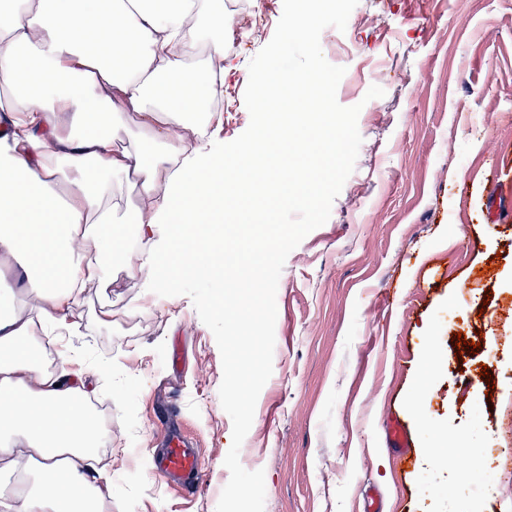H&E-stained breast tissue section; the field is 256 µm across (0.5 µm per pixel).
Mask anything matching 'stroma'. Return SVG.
Instances as JSON below:
<instances>
[{
    "mask_svg": "<svg viewBox=\"0 0 512 512\" xmlns=\"http://www.w3.org/2000/svg\"><path fill=\"white\" fill-rule=\"evenodd\" d=\"M251 3L224 0L233 95L220 142L249 125L248 64L268 42L244 22ZM320 44L346 69L336 97L360 105L362 144L329 219L286 259L273 371L240 463L265 473L264 512H364L372 492L383 512H512V0H359ZM374 85L383 96L366 100ZM143 287L121 274L87 289L67 339L91 404L112 416L100 453L112 512H216L232 438L221 354L188 296L145 302ZM104 308L113 327L98 323ZM475 363L490 381H469ZM393 415L409 434L404 467L386 446ZM172 427L202 459L191 496L151 471ZM491 448L492 499L443 494Z\"/></svg>",
    "mask_w": 512,
    "mask_h": 512,
    "instance_id": "stroma-1",
    "label": "stroma"
}]
</instances>
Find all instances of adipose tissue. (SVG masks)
I'll return each mask as SVG.
<instances>
[{"mask_svg":"<svg viewBox=\"0 0 512 512\" xmlns=\"http://www.w3.org/2000/svg\"><path fill=\"white\" fill-rule=\"evenodd\" d=\"M227 29L224 0H0V263L22 281L0 277V473L35 483L0 512L112 504L81 362L60 342L86 290L122 272L147 299L197 273L187 242L237 169L288 185L277 128L232 163L212 148Z\"/></svg>","mask_w":512,"mask_h":512,"instance_id":"1","label":"adipose tissue"}]
</instances>
